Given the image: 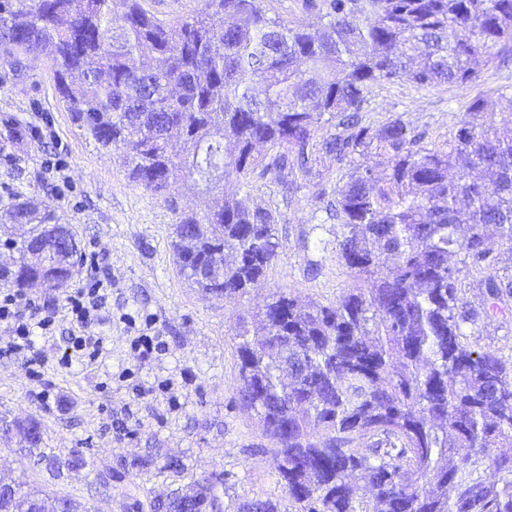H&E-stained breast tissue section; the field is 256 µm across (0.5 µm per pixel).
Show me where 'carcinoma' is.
I'll use <instances>...</instances> for the list:
<instances>
[{
    "label": "carcinoma",
    "mask_w": 512,
    "mask_h": 512,
    "mask_svg": "<svg viewBox=\"0 0 512 512\" xmlns=\"http://www.w3.org/2000/svg\"><path fill=\"white\" fill-rule=\"evenodd\" d=\"M308 9L320 26L271 17L264 0H204L172 22L141 0H0V58H50L66 111L145 190L237 181L219 209L175 227L180 271L205 293L239 299L279 256L280 214L255 201L251 174L286 173L326 201L351 285L334 304L276 291L259 326L242 318L233 336L237 400L274 444L293 512H512V451L499 449L512 360L467 342L468 327L512 308V139L479 121L480 95L442 147L399 116L379 128L361 116L381 82L470 83L474 64L512 49V0ZM372 151L382 171L358 165L327 187L322 155ZM10 219L25 226L12 286L63 290L81 260L70 225L28 204ZM465 273L484 289L479 310L461 297ZM212 490L198 481L163 512H207ZM40 501L0 477V512Z\"/></svg>",
    "instance_id": "cac0c4a2"
}]
</instances>
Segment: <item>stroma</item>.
Here are the masks:
<instances>
[{
  "mask_svg": "<svg viewBox=\"0 0 512 512\" xmlns=\"http://www.w3.org/2000/svg\"><path fill=\"white\" fill-rule=\"evenodd\" d=\"M508 92L512 52L479 66L464 88L419 91L404 79L374 85L366 120L378 127L399 116L441 145L479 94L483 120L512 136ZM9 123L21 138L7 136ZM34 126L40 136L28 135ZM53 155L65 173L45 166ZM252 185L257 200L281 215L279 258L248 296L230 303L192 288L173 253L179 216L210 204V196L187 183L165 195L144 191L114 153L76 126L59 100L48 57L21 69L0 61V267L18 256L8 214L28 202L70 225L82 254L98 255L112 279L105 309L112 320L101 329L106 350L92 365L61 364L72 330L65 318L36 339L48 356L44 368L30 370L19 356L0 352V475L23 479L50 498L70 497L90 512H155L173 492H188L204 478L213 479L222 512L257 499L287 507L272 443L236 401L234 326L278 290L335 302L350 277L336 255L341 228L326 220L311 188L292 191L269 178ZM144 335L158 343L146 357L137 345ZM469 341L511 356L512 312L473 326ZM24 418L40 425L38 452L11 427ZM77 455L82 466L68 468ZM50 456L62 469L47 464Z\"/></svg>",
  "mask_w": 512,
  "mask_h": 512,
  "instance_id": "stroma-1",
  "label": "stroma"
}]
</instances>
